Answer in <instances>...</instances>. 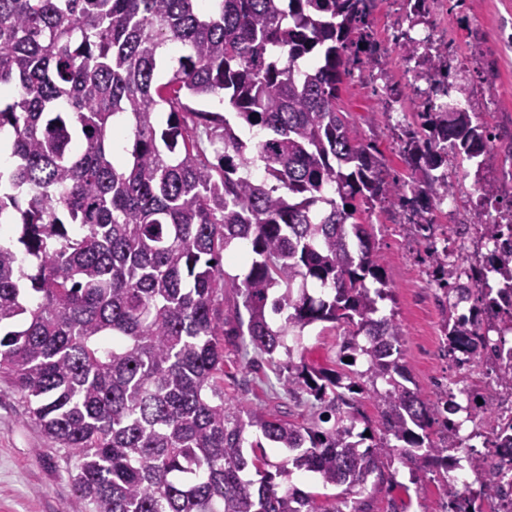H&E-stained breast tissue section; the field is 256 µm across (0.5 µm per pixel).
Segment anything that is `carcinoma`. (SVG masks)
I'll return each mask as SVG.
<instances>
[{
	"mask_svg": "<svg viewBox=\"0 0 512 512\" xmlns=\"http://www.w3.org/2000/svg\"><path fill=\"white\" fill-rule=\"evenodd\" d=\"M368 28L366 0H0V224L20 216L0 240V374L93 512H365L284 479L294 468L351 492L394 457L415 484L459 465L462 441L431 434L456 429L460 406L408 386L403 326L376 317L389 290L361 215L430 210L453 191L448 152L472 161L496 135L466 109L418 112L408 179L386 181L342 100ZM213 100L224 113L191 107ZM413 227L448 355L490 362L499 304L483 270L512 292V219L481 225L495 243L484 268L450 279L434 225ZM236 240L241 281L221 266ZM315 322L346 328L335 367L278 374L313 397L310 422L224 398L220 337L274 364ZM360 394L375 435L355 432ZM249 428L292 456L273 462L259 441L246 456Z\"/></svg>",
	"mask_w": 512,
	"mask_h": 512,
	"instance_id": "1",
	"label": "carcinoma"
}]
</instances>
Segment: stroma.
Instances as JSON below:
<instances>
[{
	"mask_svg": "<svg viewBox=\"0 0 512 512\" xmlns=\"http://www.w3.org/2000/svg\"><path fill=\"white\" fill-rule=\"evenodd\" d=\"M448 40L467 52L465 63L448 62L449 102L468 103L470 111L497 135L485 154L482 170L456 159L448 161V175L455 185L458 208L454 215L437 214V223L482 224L488 210L480 205L476 174H483L498 189L501 202L512 199V0H466L465 7L448 9ZM362 137L375 145L387 175L405 176L401 158L403 139L414 125L410 112L382 113L368 85L358 77L346 79L343 90ZM373 242L384 259L390 300L379 313L392 315L405 330L403 351L413 381L428 395L436 383L452 385L464 378L453 360L436 352L443 314L425 267L418 259L419 246L398 206L378 204L370 212ZM343 327L317 322L302 337H287L292 349L303 350L308 363L333 367ZM275 368L262 363L259 370L245 369L232 342L224 344L225 397L265 411H291L296 422H305L301 407L292 406L276 386ZM62 450L50 443L29 418L28 407L12 383L0 376V512H89L71 486ZM394 486L367 487L362 497L370 512H437L439 501L455 484L459 471L427 474L413 485L407 467H389Z\"/></svg>",
	"mask_w": 512,
	"mask_h": 512,
	"instance_id": "1",
	"label": "stroma"
}]
</instances>
